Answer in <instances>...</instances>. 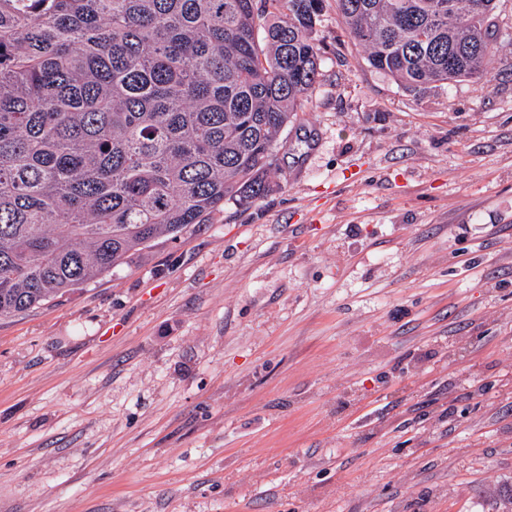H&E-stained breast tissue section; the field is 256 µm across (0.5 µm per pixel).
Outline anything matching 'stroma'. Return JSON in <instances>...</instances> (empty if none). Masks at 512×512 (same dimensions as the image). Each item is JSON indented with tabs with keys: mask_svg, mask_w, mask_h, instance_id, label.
I'll return each mask as SVG.
<instances>
[{
	"mask_svg": "<svg viewBox=\"0 0 512 512\" xmlns=\"http://www.w3.org/2000/svg\"><path fill=\"white\" fill-rule=\"evenodd\" d=\"M410 90L324 0L272 189L0 317V512H512V0Z\"/></svg>",
	"mask_w": 512,
	"mask_h": 512,
	"instance_id": "35a3bbf8",
	"label": "stroma"
}]
</instances>
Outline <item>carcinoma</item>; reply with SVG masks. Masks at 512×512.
<instances>
[{"instance_id": "cac0c4a2", "label": "carcinoma", "mask_w": 512, "mask_h": 512, "mask_svg": "<svg viewBox=\"0 0 512 512\" xmlns=\"http://www.w3.org/2000/svg\"><path fill=\"white\" fill-rule=\"evenodd\" d=\"M368 64L485 79L495 0H336ZM323 0H0V316L267 195Z\"/></svg>"}]
</instances>
